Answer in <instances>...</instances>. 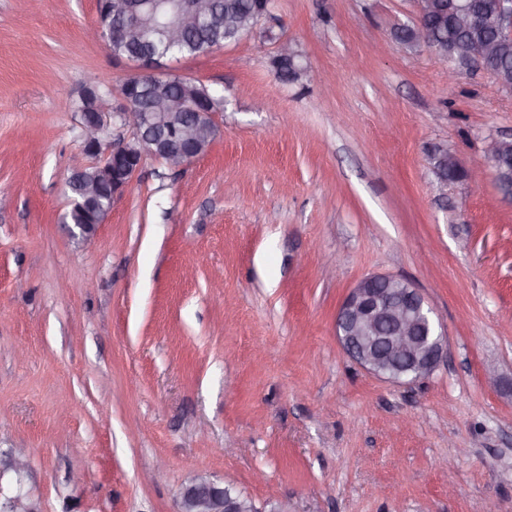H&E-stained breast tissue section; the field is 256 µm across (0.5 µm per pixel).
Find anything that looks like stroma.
Instances as JSON below:
<instances>
[{"label": "stroma", "instance_id": "obj_1", "mask_svg": "<svg viewBox=\"0 0 512 512\" xmlns=\"http://www.w3.org/2000/svg\"><path fill=\"white\" fill-rule=\"evenodd\" d=\"M414 10L272 0L253 33L168 62L221 99L220 131L184 169L147 158L89 249L64 221L92 162L75 104L97 83L112 109L135 69L87 39L97 0H0L1 503L180 512L225 478L259 512H512V198L434 168L512 141V93L400 43ZM372 274L432 308L428 378L340 346Z\"/></svg>", "mask_w": 512, "mask_h": 512}]
</instances>
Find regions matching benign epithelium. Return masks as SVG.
I'll return each instance as SVG.
<instances>
[{"label":"benign epithelium","instance_id":"1","mask_svg":"<svg viewBox=\"0 0 512 512\" xmlns=\"http://www.w3.org/2000/svg\"><path fill=\"white\" fill-rule=\"evenodd\" d=\"M176 21L165 30L171 42L196 26L208 8L206 0H177ZM415 17L409 29L414 32L413 46L431 49L434 43L435 9L432 0H414ZM109 35L114 40L136 36L145 19L143 0H110ZM454 25L462 31L494 28L490 39H464L454 44L457 62L448 67V79L459 68H476L506 88L501 76L498 40L512 39V0H496L495 13L481 10L475 0H459ZM277 57L291 62L294 76L302 66L298 54L286 40L278 43ZM138 75H162L163 60L147 54L127 58ZM119 90V106L110 112H90L81 123L83 151L101 159L97 166L109 172L107 160L125 158L129 165L122 177L112 180L111 199L121 196L131 184L146 157L164 161L171 168H182L202 154L199 144L201 126L185 123L170 135L164 124L173 111H194L198 99L186 96H157L144 109L127 92ZM129 131V137L112 139V125ZM485 155L496 173L497 186L512 187V169L506 170L500 141L486 144ZM336 336L346 355L368 372L400 383L414 371L417 380L429 376L438 367L444 353V341L432 309L420 291L410 282L388 274H373L360 280L348 293L336 315ZM181 512H247L243 501L224 494V485L201 478L186 487Z\"/></svg>","mask_w":512,"mask_h":512}]
</instances>
